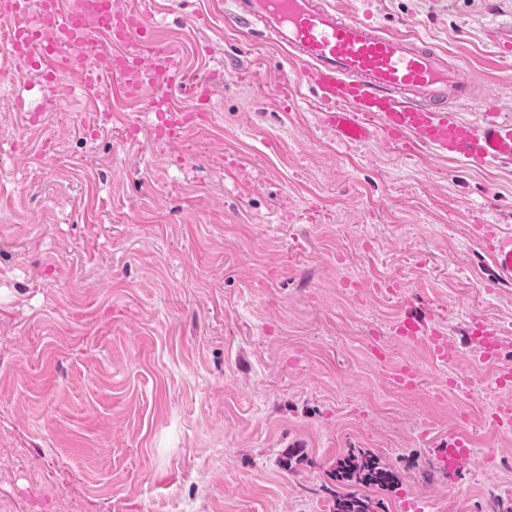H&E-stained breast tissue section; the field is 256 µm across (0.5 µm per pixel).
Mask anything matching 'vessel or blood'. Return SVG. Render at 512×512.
<instances>
[{"instance_id": "b4317fda", "label": "vessel or blood", "mask_w": 512, "mask_h": 512, "mask_svg": "<svg viewBox=\"0 0 512 512\" xmlns=\"http://www.w3.org/2000/svg\"><path fill=\"white\" fill-rule=\"evenodd\" d=\"M224 10L238 34L255 43L269 42L297 67L299 85L313 90L324 120L342 144H360L374 135L411 155L432 149L472 166L512 162V98L493 96L479 122L459 118L457 107L476 99L479 73L458 74L445 53L404 31H386L369 17L351 15L338 0H226ZM21 24L11 33L9 53L30 67L50 71L42 88L55 96L56 79H78L87 96H96L99 76L86 62L96 33L63 6L62 0H0ZM100 22L114 43L127 47L120 80L129 96L139 98L156 120L183 117L157 84L137 81L141 52L161 63L167 86L179 79L175 48L158 44L147 15L139 9L120 10L103 4ZM495 282L512 281V234L490 236ZM399 335L428 345L433 357L448 365L455 347L441 343L434 330L414 317H404Z\"/></svg>"}]
</instances>
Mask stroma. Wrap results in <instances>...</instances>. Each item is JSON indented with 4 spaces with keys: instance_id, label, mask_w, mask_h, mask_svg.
Returning <instances> with one entry per match:
<instances>
[{
    "instance_id": "1",
    "label": "stroma",
    "mask_w": 512,
    "mask_h": 512,
    "mask_svg": "<svg viewBox=\"0 0 512 512\" xmlns=\"http://www.w3.org/2000/svg\"><path fill=\"white\" fill-rule=\"evenodd\" d=\"M165 2L158 37L188 72L174 103L220 78L178 142L144 105L75 92L48 112L35 77L0 82V512H333L353 450L398 476L375 512H512V431L486 420L512 385L467 333L512 323L473 232L512 231V167L340 145L284 53L211 0ZM344 6L512 96V0ZM410 311L456 342L453 365L395 335ZM462 438L468 468L445 469L434 449Z\"/></svg>"
}]
</instances>
